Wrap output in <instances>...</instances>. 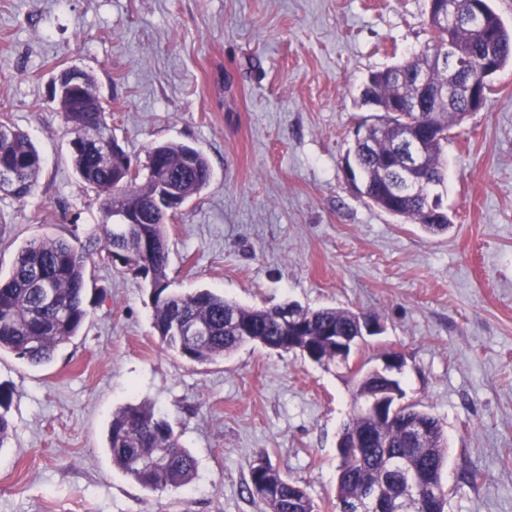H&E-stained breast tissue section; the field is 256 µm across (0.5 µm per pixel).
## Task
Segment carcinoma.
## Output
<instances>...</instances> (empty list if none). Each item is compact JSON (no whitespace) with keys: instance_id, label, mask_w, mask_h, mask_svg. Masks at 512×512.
I'll return each instance as SVG.
<instances>
[{"instance_id":"carcinoma-1","label":"carcinoma","mask_w":512,"mask_h":512,"mask_svg":"<svg viewBox=\"0 0 512 512\" xmlns=\"http://www.w3.org/2000/svg\"><path fill=\"white\" fill-rule=\"evenodd\" d=\"M458 10L469 8L483 12V33L476 35L465 27H438L428 20L429 39L416 53L400 63L370 74L372 97L381 103L401 102L418 92L417 81L424 76L429 86L448 82V71L433 68L428 53L450 43L473 64L477 75L492 91L491 77L512 64V29L507 28L488 0H455ZM82 97L85 111H69L65 97L58 99L64 124L69 134L82 139L91 130L96 140L75 148L71 153L73 167L81 181L102 198V222L86 240L70 241L61 236L30 240L18 248L15 260L5 274L0 272V353L9 352L33 366L50 363L56 351L77 336L85 325L88 311L84 305L87 270L96 257L112 261L117 256L123 265L136 271L146 269L153 304V327L167 350L194 363L213 362L246 344H260L279 351L282 332L276 321L277 308L257 309L229 301L210 290L181 294L169 291L166 269L169 260L166 225L172 218H162L151 207L157 190L155 176H167L179 197L189 201L210 182L211 168L205 155L197 148L175 142L157 144L159 160L147 161L148 174L138 182L140 172L129 173V188L117 191L112 183V169L123 167V158L112 154V113L106 111L94 90V79L83 72ZM471 114L468 103L458 98L451 104L422 98L420 109L375 115L368 135L375 146L353 147L358 158L360 181L367 200L391 215L401 214L413 224L429 232L448 228V214L443 210L438 188L445 181V148L449 132L461 125ZM11 130L0 131V164L16 173L17 185L10 195L24 199L35 190L43 168L42 157L28 134L12 126L10 119L0 116ZM434 128L437 139L429 138L427 151V185L411 193L390 197L381 171L399 163L396 144L398 130L407 128L418 136ZM193 156L195 166L185 165ZM434 196L438 205L432 210L426 198ZM139 210L141 224L111 223L112 206ZM303 328L297 336L293 353L315 363L336 362L335 346L324 338L332 326L348 336L360 334V321L370 318L336 308L317 310L300 308ZM177 322L200 323L209 330L207 339L196 345L174 333ZM356 378L355 400L362 401L368 392L381 388L378 380L361 370ZM402 415L389 424H372L369 411L359 407L345 424L351 435L369 432L375 440L365 448L337 449L336 508L361 498L368 488L387 479V463L395 458L407 460L416 469L427 473L436 488L438 510L445 512L449 491L443 481L448 462V440L439 421L413 403L400 409ZM419 419L425 433L413 444L405 442L402 423ZM107 448L112 464L143 488L164 492L185 487L193 480L196 458L185 448L168 419L146 405H128L112 415ZM165 453L166 463L151 468L147 462ZM246 491L258 504L259 512H315L312 499L296 483L285 479L270 464L252 466Z\"/></svg>"}]
</instances>
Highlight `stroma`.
Segmentation results:
<instances>
[{
  "instance_id": "obj_1",
  "label": "stroma",
  "mask_w": 512,
  "mask_h": 512,
  "mask_svg": "<svg viewBox=\"0 0 512 512\" xmlns=\"http://www.w3.org/2000/svg\"><path fill=\"white\" fill-rule=\"evenodd\" d=\"M427 20L428 0H0V115L43 159L30 197L0 192V268L27 241L83 240L101 221L52 92L79 67L137 166L169 141L213 170L167 227L172 291L373 315L382 332L356 356L372 368L402 353L406 402L448 437L447 512H512V66L452 131L446 232L385 213L345 177L369 74L419 51ZM86 306L49 364L0 354V512H258L245 486L260 462L336 512L345 369L253 344L190 363L161 345L131 267L97 262ZM128 404L171 422L198 462L189 485L151 492L113 466L107 430Z\"/></svg>"
}]
</instances>
